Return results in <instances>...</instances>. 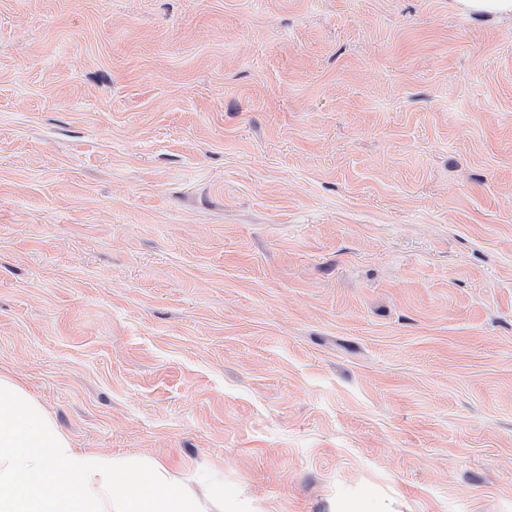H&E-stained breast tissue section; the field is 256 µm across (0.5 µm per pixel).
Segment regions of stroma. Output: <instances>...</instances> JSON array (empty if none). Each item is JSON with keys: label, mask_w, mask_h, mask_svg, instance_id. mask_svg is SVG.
<instances>
[{"label": "stroma", "mask_w": 512, "mask_h": 512, "mask_svg": "<svg viewBox=\"0 0 512 512\" xmlns=\"http://www.w3.org/2000/svg\"><path fill=\"white\" fill-rule=\"evenodd\" d=\"M0 374L251 512H512V14L0 0Z\"/></svg>", "instance_id": "obj_1"}]
</instances>
